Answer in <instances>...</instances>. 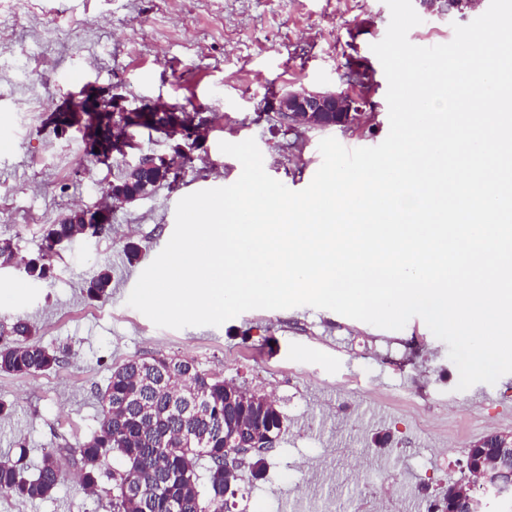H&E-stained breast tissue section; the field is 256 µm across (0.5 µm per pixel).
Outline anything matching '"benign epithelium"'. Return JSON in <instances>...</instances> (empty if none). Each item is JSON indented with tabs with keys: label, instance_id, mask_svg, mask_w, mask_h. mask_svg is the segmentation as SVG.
<instances>
[{
	"label": "benign epithelium",
	"instance_id": "1",
	"mask_svg": "<svg viewBox=\"0 0 512 512\" xmlns=\"http://www.w3.org/2000/svg\"><path fill=\"white\" fill-rule=\"evenodd\" d=\"M265 110L278 116L283 126L290 130L300 125L314 127L349 126L360 116L359 100L340 92L311 91L305 88H288L265 105ZM69 116V125L102 124L108 128L107 137L84 138L85 151L100 161L117 153L127 155L125 132L130 117L137 113L168 112L176 116L159 132L179 134L185 140H198L208 125V118L201 112H188L163 103L142 104L134 108L123 105V100L104 94L92 87L84 88L78 96L62 109ZM274 438L261 439L254 435L225 444L224 474H235L239 456L252 448H272ZM465 469L467 479L448 483L446 498L452 508L448 512H481V503L474 496L475 487L500 493L501 480H512V433L492 432L474 443L467 453Z\"/></svg>",
	"mask_w": 512,
	"mask_h": 512
}]
</instances>
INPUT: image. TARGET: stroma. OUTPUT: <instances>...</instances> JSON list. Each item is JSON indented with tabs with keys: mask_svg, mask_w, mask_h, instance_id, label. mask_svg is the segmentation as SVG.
<instances>
[{
	"mask_svg": "<svg viewBox=\"0 0 512 512\" xmlns=\"http://www.w3.org/2000/svg\"><path fill=\"white\" fill-rule=\"evenodd\" d=\"M465 14L444 0L425 6L409 41L450 42ZM384 0H40L38 9L0 13V241L24 257L47 254L49 278L0 267V324L26 318L46 347L66 349L37 376L0 373V458L25 455L36 476L45 452L67 450L98 427L99 397L113 370L156 354L195 361L236 385L274 397L286 415L275 447L246 454L229 512H379L410 497L430 512L449 482L464 478L470 445L512 432V374L457 390L458 370L421 318L387 330L327 309H254L221 326L156 327L128 305L143 271L169 241L175 208L188 192L231 185L240 162L220 142L255 139L264 168L293 191L322 164L319 143L349 149L380 144L389 132L388 88L372 52L390 22ZM369 67L366 87L346 85L349 64ZM122 95L131 106L162 102L205 112L211 123L174 183L112 206V226L47 250L45 229L74 210L102 204L121 180V157L101 164L82 132L54 133L45 119L85 86ZM44 98L31 114L21 88ZM343 92L363 116L348 129L301 126L272 135L264 104L287 88ZM140 247L136 261L127 242ZM112 269V291L89 299L85 284ZM0 512H108L76 479L44 500L0 493Z\"/></svg>",
	"mask_w": 512,
	"mask_h": 512,
	"instance_id": "1",
	"label": "stroma"
}]
</instances>
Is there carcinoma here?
Here are the masks:
<instances>
[{
    "label": "carcinoma",
    "instance_id": "cac0c4a2",
    "mask_svg": "<svg viewBox=\"0 0 512 512\" xmlns=\"http://www.w3.org/2000/svg\"><path fill=\"white\" fill-rule=\"evenodd\" d=\"M178 173L165 164L137 176L125 175L112 184L115 196H127L154 189ZM95 215L75 211L67 222L52 224L45 240L47 252L36 259L16 256L10 242H0V265H15L31 278L42 280L48 272L47 257L61 242L77 234H100L107 225L94 223ZM111 271L103 268L89 281L88 295L108 294ZM32 327L19 319L0 327V372L35 376L55 369L62 362L61 352L31 339ZM216 373L199 369L194 361L177 356L132 358L118 366L100 395L98 429L77 443L78 483L86 492L105 496L110 512H224V384ZM196 390L209 410L199 418L188 412L179 424L171 423L167 391ZM246 427L278 435L284 415L249 404L240 408ZM117 455L120 463L109 465ZM24 455L0 460V491L27 499L51 497L65 472L59 458L43 457L34 478L25 475ZM207 461V485L199 484L197 468Z\"/></svg>",
    "mask_w": 512,
    "mask_h": 512
}]
</instances>
